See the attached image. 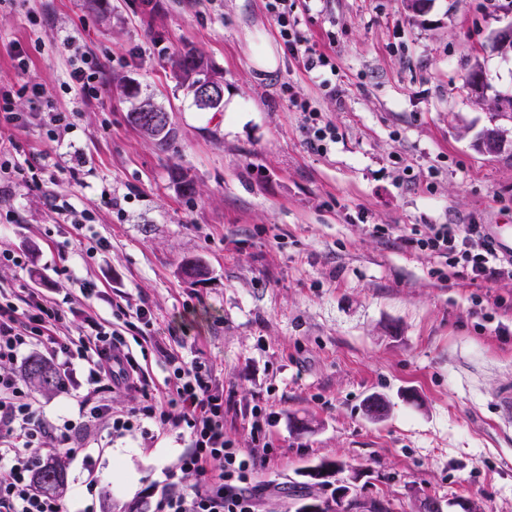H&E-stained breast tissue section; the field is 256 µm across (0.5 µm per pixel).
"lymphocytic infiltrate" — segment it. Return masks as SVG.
<instances>
[{
	"instance_id": "lymphocytic-infiltrate-1",
	"label": "lymphocytic infiltrate",
	"mask_w": 512,
	"mask_h": 512,
	"mask_svg": "<svg viewBox=\"0 0 512 512\" xmlns=\"http://www.w3.org/2000/svg\"><path fill=\"white\" fill-rule=\"evenodd\" d=\"M289 53L306 71L327 67L328 60L301 33L288 0H268ZM26 94L42 102L43 122L51 141L70 127L66 113L37 83L0 85V125L13 124V97ZM409 247L430 251L438 262L439 280L455 278L494 285L512 284V259L500 258L480 224H415L401 235ZM133 318L149 324L144 306H117L109 321L93 334L68 331L66 311L27 286L0 292V512H70L62 497L39 490L33 476L52 457L77 458L96 428L124 436L153 425L178 429L188 438L186 450L167 470L165 483L149 502V512H256L254 474L265 457L235 447L224 438V392L212 379L206 361L169 355V374L156 389L136 359L120 323ZM40 348L54 360L62 382L82 372L83 386L74 395V414L53 416L30 391L15 366L25 352ZM116 388L139 392L141 401L113 414L106 395ZM220 461L219 471L209 464ZM191 475L195 484L178 486Z\"/></svg>"
}]
</instances>
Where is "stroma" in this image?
Listing matches in <instances>:
<instances>
[{
  "instance_id": "obj_1",
  "label": "stroma",
  "mask_w": 512,
  "mask_h": 512,
  "mask_svg": "<svg viewBox=\"0 0 512 512\" xmlns=\"http://www.w3.org/2000/svg\"><path fill=\"white\" fill-rule=\"evenodd\" d=\"M299 28L331 67L307 73L292 58L267 0H15L0 6V82L17 81L13 49L30 58L72 127L51 142L29 98L0 128L22 158L53 172L83 162V182L64 177L0 195V240L21 267L0 266V289L25 284L90 333L112 306L146 303L154 341L141 363L156 384L166 358H203L224 388V437L267 453L254 477L260 512H295L310 489L301 473L320 461L362 475L356 494L388 498L393 512L422 501L461 512H512V314L483 318L475 299L512 288L441 281L429 251L403 246L415 224L512 225V149L491 155L478 141L512 120V50L494 35L512 8L481 0H289ZM73 36L104 66L99 99L71 86ZM201 53L224 80L220 111L199 109L177 84L171 57ZM487 75L483 93L466 79ZM139 97L168 112L160 149L130 119ZM138 97V98H139ZM336 138L311 145L312 123ZM194 182L181 194L172 180ZM94 218L93 237L73 242L59 207ZM388 227L377 235L374 225ZM108 241L93 250L94 238ZM71 240L67 260L57 244ZM198 259L209 274L185 275ZM67 272H58L59 263ZM96 292L85 299L83 282ZM383 397L387 415L364 405ZM272 420L253 441L250 410ZM89 462H65L71 512H145V499L183 452L168 431L144 437L91 433ZM92 464L101 482L84 484Z\"/></svg>"
}]
</instances>
